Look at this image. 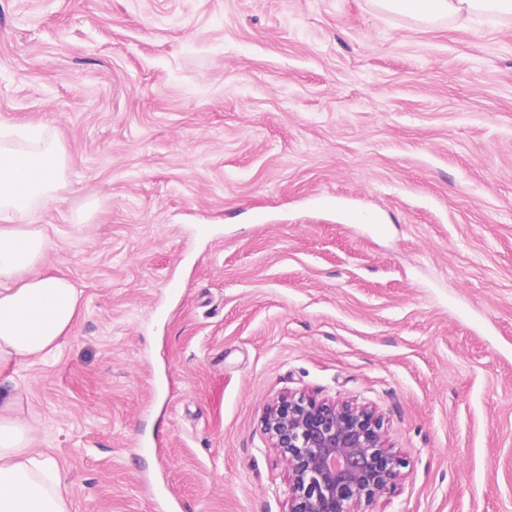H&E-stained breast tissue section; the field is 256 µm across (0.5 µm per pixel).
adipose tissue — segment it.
<instances>
[{
  "label": "adipose tissue",
  "instance_id": "ef3b65f1",
  "mask_svg": "<svg viewBox=\"0 0 512 512\" xmlns=\"http://www.w3.org/2000/svg\"><path fill=\"white\" fill-rule=\"evenodd\" d=\"M420 23L512 16V0H374ZM70 158L43 132L0 128V512H71L69 486L52 458L33 453L38 430L17 367L46 361L71 335L82 292L43 270L52 242L36 210L59 198Z\"/></svg>",
  "mask_w": 512,
  "mask_h": 512
}]
</instances>
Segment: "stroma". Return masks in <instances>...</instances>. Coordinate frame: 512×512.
Returning a JSON list of instances; mask_svg holds the SVG:
<instances>
[{
  "instance_id": "35a3bbf8",
  "label": "stroma",
  "mask_w": 512,
  "mask_h": 512,
  "mask_svg": "<svg viewBox=\"0 0 512 512\" xmlns=\"http://www.w3.org/2000/svg\"><path fill=\"white\" fill-rule=\"evenodd\" d=\"M83 291L19 370L72 512H288L289 394L382 417L364 512H512V18L373 0H0V127Z\"/></svg>"
}]
</instances>
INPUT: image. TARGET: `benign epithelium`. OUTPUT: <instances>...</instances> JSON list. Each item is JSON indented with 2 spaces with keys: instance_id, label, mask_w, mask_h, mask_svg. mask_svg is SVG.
Masks as SVG:
<instances>
[{
  "instance_id": "7a95c632",
  "label": "benign epithelium",
  "mask_w": 512,
  "mask_h": 512,
  "mask_svg": "<svg viewBox=\"0 0 512 512\" xmlns=\"http://www.w3.org/2000/svg\"><path fill=\"white\" fill-rule=\"evenodd\" d=\"M264 430L288 463L289 512H355L388 490L402 467L381 420L352 403L283 397L266 408Z\"/></svg>"
}]
</instances>
